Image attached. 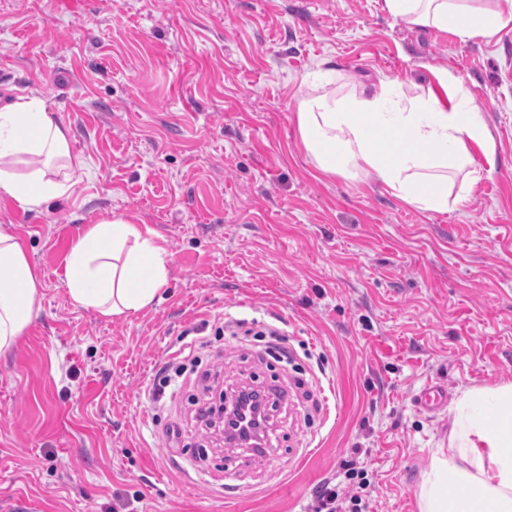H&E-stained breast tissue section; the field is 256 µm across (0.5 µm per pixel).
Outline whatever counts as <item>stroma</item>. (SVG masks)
<instances>
[{"label": "stroma", "mask_w": 512, "mask_h": 512, "mask_svg": "<svg viewBox=\"0 0 512 512\" xmlns=\"http://www.w3.org/2000/svg\"><path fill=\"white\" fill-rule=\"evenodd\" d=\"M440 68L492 139L468 147L463 206L316 170L301 93L389 77L412 96ZM33 90L89 170L41 206L0 201L41 280L0 355V512H310L351 458L364 512H419L457 392L512 382V25L464 42L384 0H0V107ZM111 213L169 254L160 300L117 317L62 282ZM276 334L288 362L267 353ZM190 354L215 389L288 388L265 453L200 425L194 380L152 400L161 365ZM428 386L446 401L419 406Z\"/></svg>", "instance_id": "obj_1"}]
</instances>
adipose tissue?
<instances>
[{"instance_id":"ef3b65f1","label":"adipose tissue","mask_w":512,"mask_h":512,"mask_svg":"<svg viewBox=\"0 0 512 512\" xmlns=\"http://www.w3.org/2000/svg\"><path fill=\"white\" fill-rule=\"evenodd\" d=\"M390 15L412 27L460 38H493L512 23V0H385ZM408 104L393 98L395 80L379 79L299 99L301 143L323 174L374 176L392 195L419 210L442 213L461 205L479 177L469 144L489 149L477 110L449 101L453 75ZM87 167L71 148L70 129L38 91L0 109V199L37 207L68 194ZM462 183H454L456 173ZM167 250L110 215L71 245L63 282L73 304L104 316L149 307L168 283ZM40 277L9 226L0 225V353L30 324ZM447 449L422 474L419 512H512V383L461 390Z\"/></svg>"}]
</instances>
